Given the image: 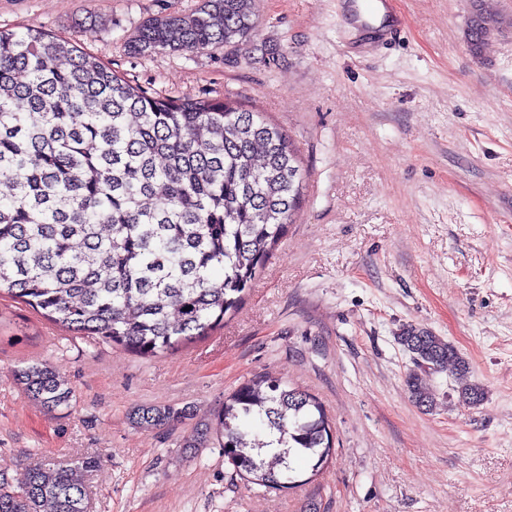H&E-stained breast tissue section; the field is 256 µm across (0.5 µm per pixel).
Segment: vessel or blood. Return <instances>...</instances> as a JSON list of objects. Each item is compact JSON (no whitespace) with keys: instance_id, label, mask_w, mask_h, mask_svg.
<instances>
[{"instance_id":"vessel-or-blood-1","label":"vessel or blood","mask_w":512,"mask_h":512,"mask_svg":"<svg viewBox=\"0 0 512 512\" xmlns=\"http://www.w3.org/2000/svg\"><path fill=\"white\" fill-rule=\"evenodd\" d=\"M339 17L361 44H388L399 35L393 0H338Z\"/></svg>"}]
</instances>
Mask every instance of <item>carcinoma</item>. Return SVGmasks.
<instances>
[{
	"instance_id": "1",
	"label": "carcinoma",
	"mask_w": 512,
	"mask_h": 512,
	"mask_svg": "<svg viewBox=\"0 0 512 512\" xmlns=\"http://www.w3.org/2000/svg\"><path fill=\"white\" fill-rule=\"evenodd\" d=\"M256 0H202L144 21L133 55L204 51L246 40ZM503 27L476 10L474 51ZM303 177L289 138L258 112L212 98L154 96L77 43L0 29V293L96 343L156 356L224 326L299 209ZM399 341L418 368L451 369L460 401L484 391L449 342L409 325ZM49 413L73 397L46 363L16 372ZM412 401L437 406L421 375ZM188 405H148L133 422L163 430ZM215 441L245 481L280 490L297 468L317 473L334 448L330 421L306 390L256 376L224 397ZM98 456L37 461L0 480V512H88L76 473Z\"/></svg>"
}]
</instances>
